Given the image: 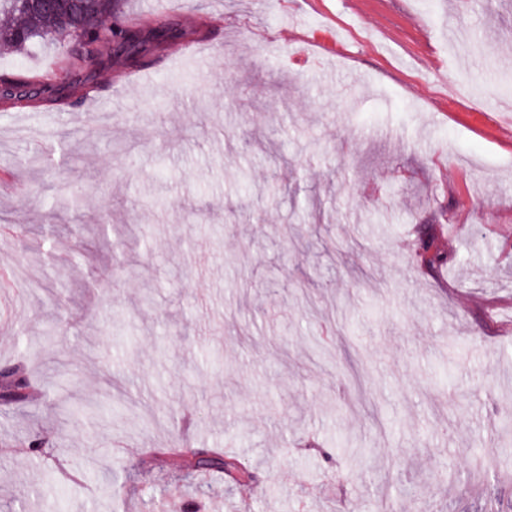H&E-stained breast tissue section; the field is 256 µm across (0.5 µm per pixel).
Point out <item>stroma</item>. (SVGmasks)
Listing matches in <instances>:
<instances>
[{
    "mask_svg": "<svg viewBox=\"0 0 512 512\" xmlns=\"http://www.w3.org/2000/svg\"><path fill=\"white\" fill-rule=\"evenodd\" d=\"M123 2L134 65L0 100V368L34 386L0 512H512V0ZM105 206L138 238L72 233ZM419 249L425 266L433 268L448 265V253L438 246L437 238L432 231L420 236Z\"/></svg>",
    "mask_w": 512,
    "mask_h": 512,
    "instance_id": "stroma-1",
    "label": "stroma"
}]
</instances>
